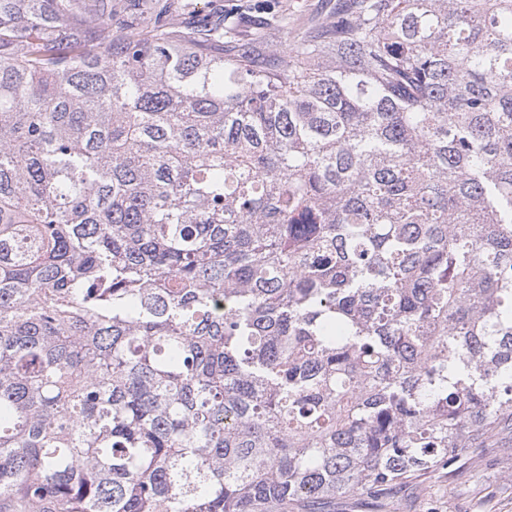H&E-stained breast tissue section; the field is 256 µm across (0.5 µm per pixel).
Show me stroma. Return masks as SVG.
<instances>
[{
  "label": "stroma",
  "mask_w": 512,
  "mask_h": 512,
  "mask_svg": "<svg viewBox=\"0 0 512 512\" xmlns=\"http://www.w3.org/2000/svg\"><path fill=\"white\" fill-rule=\"evenodd\" d=\"M196 14L213 17L236 11L256 21L282 22L289 37L302 34L323 18L336 0H189ZM336 512H512V439L477 450L450 473L407 484L385 498L354 497L336 502Z\"/></svg>",
  "instance_id": "35a3bbf8"
}]
</instances>
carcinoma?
<instances>
[{
  "label": "carcinoma",
  "instance_id": "cac0c4a2",
  "mask_svg": "<svg viewBox=\"0 0 512 512\" xmlns=\"http://www.w3.org/2000/svg\"><path fill=\"white\" fill-rule=\"evenodd\" d=\"M184 10L0 0V512H324L512 434V0ZM190 19L193 13L207 14L216 19L220 15H229L238 11L251 20L269 22L276 27L283 19L286 26L280 28L278 35L284 40L288 27V42L302 34L310 25L323 18L336 5V0H188ZM277 23V24H276Z\"/></svg>",
  "mask_w": 512,
  "mask_h": 512
}]
</instances>
